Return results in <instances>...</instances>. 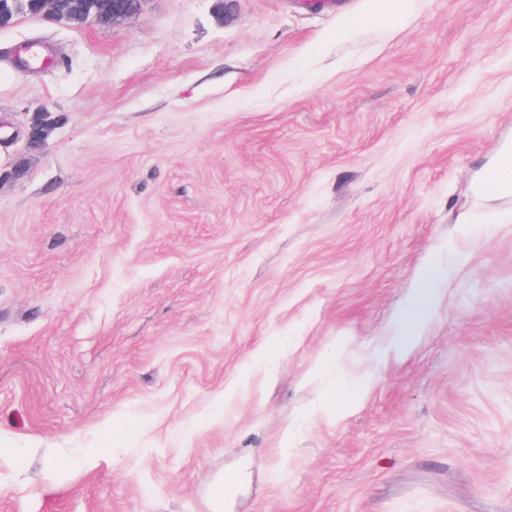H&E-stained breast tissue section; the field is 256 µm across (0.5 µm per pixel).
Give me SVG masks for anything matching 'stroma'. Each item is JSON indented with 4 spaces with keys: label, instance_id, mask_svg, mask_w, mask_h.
Wrapping results in <instances>:
<instances>
[{
    "label": "stroma",
    "instance_id": "obj_1",
    "mask_svg": "<svg viewBox=\"0 0 512 512\" xmlns=\"http://www.w3.org/2000/svg\"><path fill=\"white\" fill-rule=\"evenodd\" d=\"M369 15L0 28V512H512V0ZM430 279V273H425V287L415 293L402 312L397 324L398 334L391 342L398 351L403 349L405 343L413 337L411 335L417 332L427 318L432 294V289L427 288Z\"/></svg>",
    "mask_w": 512,
    "mask_h": 512
}]
</instances>
